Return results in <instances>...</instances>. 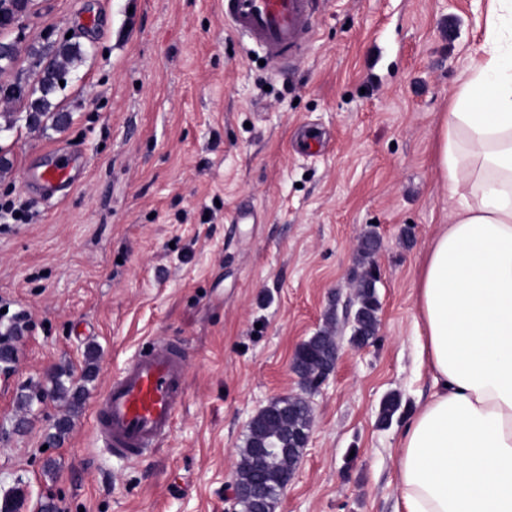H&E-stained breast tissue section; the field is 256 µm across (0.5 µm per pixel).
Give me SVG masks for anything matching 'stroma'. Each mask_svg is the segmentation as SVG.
Listing matches in <instances>:
<instances>
[{
    "instance_id": "stroma-1",
    "label": "stroma",
    "mask_w": 512,
    "mask_h": 512,
    "mask_svg": "<svg viewBox=\"0 0 512 512\" xmlns=\"http://www.w3.org/2000/svg\"><path fill=\"white\" fill-rule=\"evenodd\" d=\"M490 0H317L300 64L276 69L224 22V0H34L46 31L87 53L57 97L65 127L0 134V331L27 317L0 368V500L20 512H233L251 418L300 390L296 346L343 313L356 245L381 247L374 341L337 337L310 396L309 440L275 512H396L393 455L431 393L418 359L417 277L454 207L436 141L480 55ZM81 152L80 179L44 199L48 153ZM185 345L186 398L140 461L110 457L94 409L154 340ZM85 382L78 405L51 373ZM399 396L390 424L383 401ZM69 419L61 439L54 425ZM32 219L29 207L21 201L0 198V222L27 224ZM12 221V222H9Z\"/></svg>"
}]
</instances>
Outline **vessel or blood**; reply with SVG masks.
<instances>
[{
  "label": "vessel or blood",
  "mask_w": 512,
  "mask_h": 512,
  "mask_svg": "<svg viewBox=\"0 0 512 512\" xmlns=\"http://www.w3.org/2000/svg\"><path fill=\"white\" fill-rule=\"evenodd\" d=\"M224 19L278 68L300 56L315 28L313 0H224ZM84 166L80 154H54L38 176L43 192L71 184ZM187 365L183 345L158 339L113 377L94 420L110 456L140 460L170 434L186 395Z\"/></svg>",
  "instance_id": "b4317fda"
}]
</instances>
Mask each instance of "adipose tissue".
<instances>
[{
	"label": "adipose tissue",
	"mask_w": 512,
	"mask_h": 512,
	"mask_svg": "<svg viewBox=\"0 0 512 512\" xmlns=\"http://www.w3.org/2000/svg\"><path fill=\"white\" fill-rule=\"evenodd\" d=\"M493 2L437 135L455 210L418 278L432 392L398 437L401 512H512V0Z\"/></svg>",
	"instance_id": "adipose-tissue-1"
}]
</instances>
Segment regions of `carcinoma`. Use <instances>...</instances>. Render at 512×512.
I'll list each match as a JSON object with an SVG mask.
<instances>
[{"instance_id": "cac0c4a2", "label": "carcinoma", "mask_w": 512, "mask_h": 512, "mask_svg": "<svg viewBox=\"0 0 512 512\" xmlns=\"http://www.w3.org/2000/svg\"><path fill=\"white\" fill-rule=\"evenodd\" d=\"M32 2L0 0V29L7 28L16 15L30 9ZM83 56L81 44L68 40L48 41L30 48L27 53L30 89L24 95L3 96V101L18 104L20 109L0 114L3 120L0 131L13 128L21 117L34 128L47 120L55 126L64 122L66 114L56 103L58 93L63 90L58 80L70 76L82 63ZM378 247L375 236L365 235L358 245L360 261L370 260ZM374 270L371 265L359 275L353 308L348 314L350 342L357 348L372 343L377 332L379 301ZM336 353V342L327 329L305 340L293 359L301 393L274 399L251 420L245 446L240 450L236 483L242 487H259L262 499L241 500L243 512H275L312 428L313 412L307 391L332 372Z\"/></svg>"}]
</instances>
